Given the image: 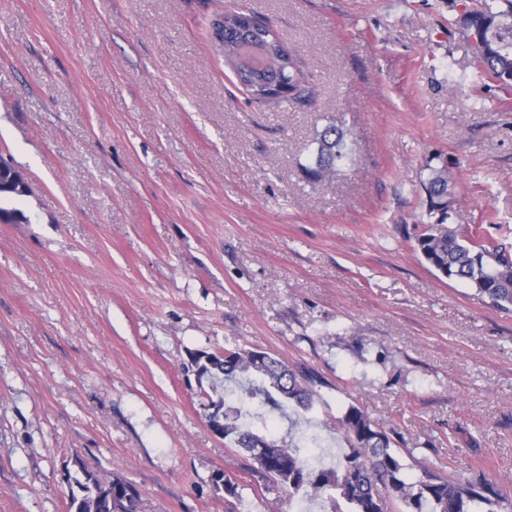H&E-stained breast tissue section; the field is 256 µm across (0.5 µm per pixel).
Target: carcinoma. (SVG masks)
I'll use <instances>...</instances> for the list:
<instances>
[{"instance_id":"carcinoma-1","label":"carcinoma","mask_w":512,"mask_h":512,"mask_svg":"<svg viewBox=\"0 0 512 512\" xmlns=\"http://www.w3.org/2000/svg\"><path fill=\"white\" fill-rule=\"evenodd\" d=\"M508 8L499 9V2ZM476 43L484 70L512 84V0H473L461 17ZM219 38L222 53L240 85L256 102L283 97L300 104L312 98L307 75L298 59L270 28L242 11L224 14ZM309 164L303 166L313 183L333 178L351 156L346 132L332 124L317 132ZM429 210L438 212L434 224L422 225L415 250L442 276L470 285L492 305L512 311V255L491 234L450 229L448 174L436 170L425 186ZM264 370L251 369L245 348L224 349L207 360L193 358L196 377L208 400L209 419L224 418V438L246 453L274 484L290 496L316 495L333 512H388L397 500L404 512H498L509 504L507 495L491 482L473 484L459 474L445 476L433 469L410 481L392 449L390 433L362 408L350 405L339 419L351 453L334 468L314 467L310 440L302 436L277 438L253 429L267 423V413L293 405L309 411L321 398V377L306 366H290L266 355ZM82 478L74 479L68 512H139L138 489L119 478L104 481L79 464Z\"/></svg>"}]
</instances>
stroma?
<instances>
[{"instance_id":"stroma-1","label":"stroma","mask_w":512,"mask_h":512,"mask_svg":"<svg viewBox=\"0 0 512 512\" xmlns=\"http://www.w3.org/2000/svg\"><path fill=\"white\" fill-rule=\"evenodd\" d=\"M471 0H0V158L31 186L0 223V512H67L75 461L140 512H330L207 426L185 365L258 348L324 382L276 436L395 428L410 476L448 462L512 493V313L415 251L424 186L512 244V86ZM242 7L301 57L315 102L259 103L211 31ZM353 158L310 183L328 123ZM238 485L216 492L215 472Z\"/></svg>"}]
</instances>
